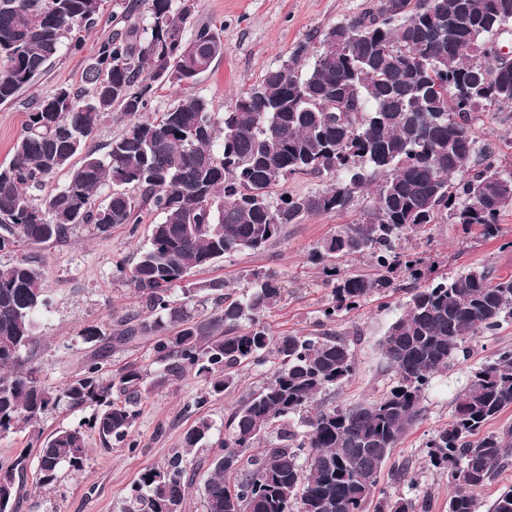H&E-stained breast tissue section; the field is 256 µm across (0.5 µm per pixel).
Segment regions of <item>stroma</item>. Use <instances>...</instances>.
<instances>
[{
    "mask_svg": "<svg viewBox=\"0 0 512 512\" xmlns=\"http://www.w3.org/2000/svg\"><path fill=\"white\" fill-rule=\"evenodd\" d=\"M129 0H102L99 22L82 33L80 53H61L16 101L0 104V164L9 162L25 120V104L50 94L61 84L80 85L83 71L98 41L118 28ZM192 24H207L224 41V54L209 71L198 77L193 94L204 97L213 112L224 113L237 94L256 84L271 67L288 59L302 43L317 50L320 32L365 11L373 0H191ZM475 129L482 141L512 157V108L481 113ZM373 204L371 192H363L347 213H322L287 225L267 250H245L225 257L213 267L191 272L172 290L176 300H189L196 313L213 308L208 283L221 281L229 299L243 301L251 294L250 277L260 272L273 276L281 296L264 321L278 336L297 334L336 335L348 345L356 370L347 384L320 394L321 402L350 406L382 397L393 383L381 350L390 324L403 312L409 288L415 282L403 268L391 274L393 286L373 293L356 310L341 314L335 323L322 325L321 311L331 300L322 267L313 253L324 239L346 225L361 221ZM161 214L146 211L137 228L113 227L109 236L98 237L92 226L82 224L67 241L38 249L20 245L0 252V264L34 257L48 288L49 303L37 318L38 342L29 358L49 385L62 386L80 376L93 349L83 333L97 327L110 329L125 319H143L145 306L126 282L123 271L132 268L146 247L153 224ZM397 251L419 257L435 279H454L473 268L489 270L492 277L512 276V207L504 209L494 236L481 228L463 230L452 219L427 225L423 231L402 235ZM192 296H185V289ZM512 346V319L493 332L469 341L463 352L438 372L425 389L423 417L410 428L386 462L379 486L394 497L427 498L430 512H448V479L437 475L426 460L425 443L431 433L448 424L457 396L471 373L490 359L495 350ZM265 376L262 368L243 363L236 367V388L210 397L201 409L193 402L205 392L207 383L193 371L170 378L154 388L139 403L133 427L135 449L105 451L92 446L80 472L61 469L56 481L37 488L35 469H28L18 512H121L139 474L146 468L165 465L182 454L193 483L186 499V512H204L203 482L219 455L229 413L248 393L258 389ZM95 406L68 410L59 406L35 425L0 437V463L6 464L22 451L33 450L38 438L63 427L87 420ZM213 424L208 442L185 448L183 437L196 418ZM406 467L410 480L397 479V467Z\"/></svg>",
    "mask_w": 512,
    "mask_h": 512,
    "instance_id": "obj_1",
    "label": "stroma"
}]
</instances>
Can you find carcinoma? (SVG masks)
<instances>
[{"instance_id":"obj_1","label":"carcinoma","mask_w":512,"mask_h":512,"mask_svg":"<svg viewBox=\"0 0 512 512\" xmlns=\"http://www.w3.org/2000/svg\"><path fill=\"white\" fill-rule=\"evenodd\" d=\"M100 0H0V104L14 101L64 48L82 49L76 31L97 25ZM148 21L133 22L99 41L82 75L84 87L61 85L27 108L14 156L0 166V251L20 243L64 242L80 224L107 235L115 225L141 223L147 208L163 215L128 280L151 315L116 333L91 329L100 342L84 374L61 388L47 385L23 356L36 342V317L48 305L40 266L29 257L0 265V436L36 424L51 409L98 407L93 418L62 428L40 444L39 483L59 468L84 467L89 437L104 450L131 441L142 395L151 391L146 369L130 364L110 377L102 361L133 336L156 338L160 376L194 370L208 394L235 385L231 369L272 364L262 385L235 408L220 442L235 457L213 462L204 483L206 512H430L428 500L376 492L386 459L420 417L431 376L472 338L512 318V278L489 279L471 269L448 281L410 291L405 310L388 328L382 351L394 373L389 391L351 406L316 403L353 376L346 343L332 335L274 336L263 322L280 297L267 275L253 274L246 301H227L212 283L214 310L201 320L171 290L193 270L243 250L272 245L287 224L315 213H343L369 185L374 203L361 224L347 226L315 251L324 262L332 300L322 323L361 306L390 285L396 264L420 280L418 259L401 258L403 234L436 223L450 211L454 223L497 231L512 194V166L481 142L476 114L512 107V69L492 45L512 21V0H376L323 35L306 70L308 45L268 69L218 119L209 102L187 94L155 117L145 115L154 85H192L224 55V41L208 25L185 36L191 10L185 0H148ZM449 17L448 34L431 30ZM125 131L99 155L87 146L112 112ZM80 158L74 162V158ZM64 171L66 183L46 191ZM336 173L326 189L276 194L291 175ZM367 251L369 275L337 274L336 262ZM512 408V347L472 372L456 398L452 419L425 444L433 470L448 474V512H479L476 491L512 466V424L487 425ZM301 416L303 430L290 426ZM200 418L184 447L209 439ZM25 454L0 465V512H17ZM191 483L183 456L145 469L125 512L184 507ZM488 512H512V488L499 491Z\"/></svg>"}]
</instances>
